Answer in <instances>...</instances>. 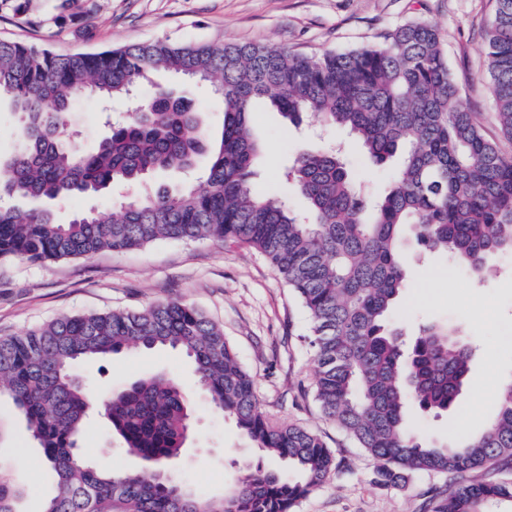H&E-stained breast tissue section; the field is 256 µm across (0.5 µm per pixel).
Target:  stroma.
<instances>
[{"instance_id": "1", "label": "stroma", "mask_w": 512, "mask_h": 512, "mask_svg": "<svg viewBox=\"0 0 512 512\" xmlns=\"http://www.w3.org/2000/svg\"><path fill=\"white\" fill-rule=\"evenodd\" d=\"M63 2L32 0L41 22L37 39L60 53L168 38L275 45L311 55L378 42L406 23L432 24L443 38L464 104L486 135L512 154V141L500 134L493 95L483 79V29L495 0H88L91 10L84 18L60 24L56 17ZM102 109L89 96L77 103L69 134L79 150H89L105 134ZM252 131L265 146L255 166L256 190L278 193L294 210H304L305 200L282 173L306 149L344 142L350 170L370 192H379L391 178V168L370 166L343 131L313 124L299 130L264 106L255 114ZM494 265L495 273L480 279L444 255L408 259L407 286L391 323L410 334L427 323L448 325L474 349L460 409L434 416L409 407V426L429 439L445 441L483 430L501 383L512 377V253L496 257ZM173 299L192 304L223 329L239 363L255 380L264 413L320 435L343 458L344 470L303 499L295 512H424L429 492L449 488L446 477L429 474L414 476L401 490L373 484L372 460L321 414L314 400L307 313L257 250L211 240H161L80 259L0 260V337L67 315L142 309ZM76 373L101 389L160 373L188 384L194 380L182 356L140 350L80 363ZM193 402L195 434L177 468L193 488L219 495L235 485L253 444L233 419L210 411L203 392L194 391ZM0 423L10 432L0 444V468L23 488V512H41L53 481L40 448L27 440L25 425L6 397L0 398ZM80 452L99 469L139 465L121 452L97 416L86 427Z\"/></svg>"}]
</instances>
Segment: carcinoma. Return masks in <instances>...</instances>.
Wrapping results in <instances>:
<instances>
[{
    "label": "carcinoma",
    "mask_w": 512,
    "mask_h": 512,
    "mask_svg": "<svg viewBox=\"0 0 512 512\" xmlns=\"http://www.w3.org/2000/svg\"><path fill=\"white\" fill-rule=\"evenodd\" d=\"M0 10L36 31L31 0H0ZM495 119L512 139V0H496L483 31ZM184 81L178 102L162 89L137 103L95 146L67 139L75 100L128 99L150 73ZM209 82L224 102L220 137L206 129L192 84ZM17 115L20 147L0 157V259L88 258L163 239H210L262 253L299 298L314 353L312 392L322 415L374 462V483L404 487L418 473L456 484L431 495L425 512H485L512 502V378L487 427L446 444L411 430L407 407L440 414L458 406L472 348L433 324L402 341L390 314L405 288L409 240L445 253L477 277L512 251V155L487 139L465 107L441 36L413 22L384 41L349 52L303 56L267 45L173 43L156 39L96 52L57 53L34 40L0 41V102ZM260 102L289 123L314 117L356 138L375 165L397 158L374 196L350 177L342 149L299 153L284 172L307 200L296 212L251 181L262 151L251 124ZM204 164L203 180L174 189H142L117 213L91 209L69 222L49 203L74 193L141 183L159 172ZM19 199L34 206L23 209ZM174 350L192 363L195 386L213 411L235 420L255 445L236 487L210 497L188 487L170 463L191 432L190 390L165 374L118 390L85 385L79 360L130 350ZM8 396L41 448L56 483L42 512H295L339 471L322 438L270 419L255 381L224 330L196 307L175 300L142 310L63 317L0 337V397ZM102 415L123 450L145 466L101 471L78 452L88 419ZM275 456L287 470L266 467ZM490 479L472 475L490 469ZM20 487L0 481V512H20Z\"/></svg>",
    "instance_id": "1"
}]
</instances>
